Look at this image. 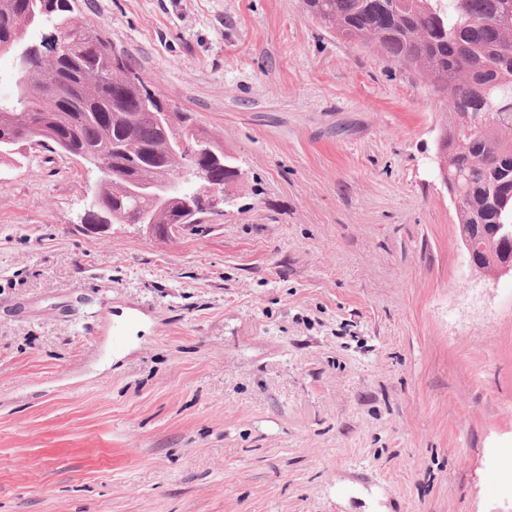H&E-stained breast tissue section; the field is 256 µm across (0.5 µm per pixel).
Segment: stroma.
Instances as JSON below:
<instances>
[{"instance_id":"1","label":"stroma","mask_w":512,"mask_h":512,"mask_svg":"<svg viewBox=\"0 0 512 512\" xmlns=\"http://www.w3.org/2000/svg\"><path fill=\"white\" fill-rule=\"evenodd\" d=\"M73 18L239 176L166 239L0 164V512H512V277L471 275L425 80L304 0Z\"/></svg>"}]
</instances>
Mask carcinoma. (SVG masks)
<instances>
[{"instance_id":"1","label":"carcinoma","mask_w":512,"mask_h":512,"mask_svg":"<svg viewBox=\"0 0 512 512\" xmlns=\"http://www.w3.org/2000/svg\"><path fill=\"white\" fill-rule=\"evenodd\" d=\"M307 11L348 41L375 46L387 58L418 72L447 112L440 135L448 180L464 199L458 228L478 239L500 221L512 201V0H305ZM73 0H0V55L33 46L30 32L50 29L54 45L40 44L26 74H15L13 95L0 99V163L17 162L38 146L90 167L108 163L112 178L98 182L92 211L110 224L139 213L153 232L169 233L183 217L187 193L180 182L184 156L175 139L200 136L223 165L212 181L238 177L224 143L191 113L157 99L117 54L98 25H76ZM153 112L182 118L161 128ZM173 180L165 206L132 196L133 181Z\"/></svg>"}]
</instances>
